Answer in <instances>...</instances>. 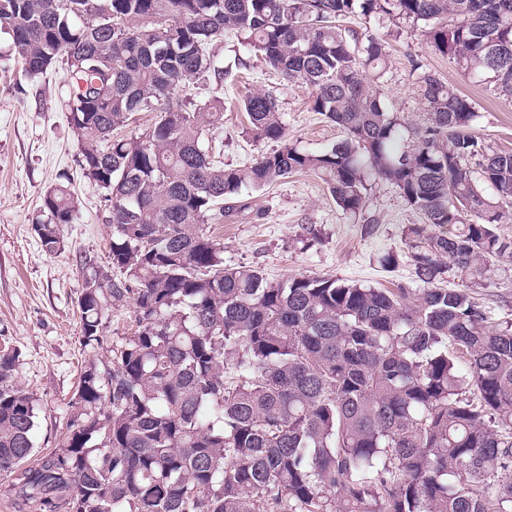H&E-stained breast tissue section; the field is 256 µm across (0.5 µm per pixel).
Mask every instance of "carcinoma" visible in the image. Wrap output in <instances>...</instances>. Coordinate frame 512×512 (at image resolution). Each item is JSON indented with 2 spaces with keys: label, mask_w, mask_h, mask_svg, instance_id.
Returning <instances> with one entry per match:
<instances>
[{
  "label": "carcinoma",
  "mask_w": 512,
  "mask_h": 512,
  "mask_svg": "<svg viewBox=\"0 0 512 512\" xmlns=\"http://www.w3.org/2000/svg\"><path fill=\"white\" fill-rule=\"evenodd\" d=\"M425 24L434 49L512 97V0H0V30L30 81L67 66L77 164L103 192L110 258L78 298L82 345L108 311L132 332L92 359L59 449L29 467L36 407L0 349V471L15 512H512V326L496 327L448 276L512 258L496 225L512 204V152L473 134L468 98L422 72L413 125L369 88L386 40L356 14ZM236 34L343 138L311 152L288 140L277 101L241 100L246 134L277 147L244 169L203 144L224 98L191 88L223 68ZM155 113L138 134L123 130ZM324 181L350 215L367 181L390 184L422 219L404 258L417 288L366 285L224 261L210 221L224 200L297 173ZM33 224L59 252L78 219L71 189L44 195Z\"/></svg>",
  "instance_id": "carcinoma-1"
}]
</instances>
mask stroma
Returning a JSON list of instances; mask_svg holds the SVG:
<instances>
[{"instance_id":"stroma-1","label":"stroma","mask_w":512,"mask_h":512,"mask_svg":"<svg viewBox=\"0 0 512 512\" xmlns=\"http://www.w3.org/2000/svg\"><path fill=\"white\" fill-rule=\"evenodd\" d=\"M8 33L0 32V346L19 354L16 379L38 406L35 455L58 449L67 431L68 402L90 354L106 359L113 342L128 333L129 311L112 310L104 341L96 351L81 343L77 307L86 271L81 256L109 269L112 227L102 192L83 178L77 166V137L69 123V76L55 67L32 82L20 81L7 52ZM387 72L381 98L408 122L419 123L425 104L418 93L412 61L457 88L472 101L473 129L491 150L512 151V97L500 93L487 77H469L431 46L420 32L404 30L388 37ZM224 126L208 144L225 164L244 166L261 153L245 133L240 99L250 92L272 94L288 127V136L315 152L342 137L336 126L313 112L311 91L282 82L265 62L249 56L242 76L225 77ZM71 180L79 219L64 228V247L46 254L33 230L45 193ZM399 194L381 180H371L362 216L346 215L317 175L301 173L263 189H244L225 210L216 233L224 240L228 264L256 266L277 282L295 274H329L376 286H413L409 262L392 269L380 259L404 248L408 225L420 223ZM466 287L489 312L495 325L512 324V261L495 263Z\"/></svg>"}]
</instances>
